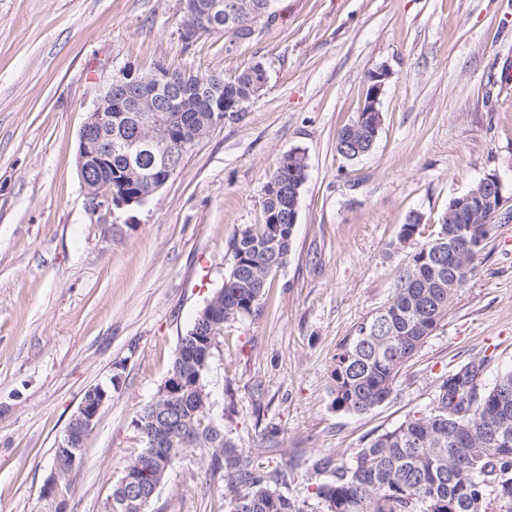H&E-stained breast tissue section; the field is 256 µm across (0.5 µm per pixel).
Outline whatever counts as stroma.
<instances>
[{
    "instance_id": "35a3bbf8",
    "label": "stroma",
    "mask_w": 512,
    "mask_h": 512,
    "mask_svg": "<svg viewBox=\"0 0 512 512\" xmlns=\"http://www.w3.org/2000/svg\"><path fill=\"white\" fill-rule=\"evenodd\" d=\"M250 41L187 39L181 0H0V512H109L135 421L178 339L222 286L235 232L263 221L279 159L304 151L293 248L252 314L225 323L206 383L239 450L288 472L308 498L317 459L426 411L442 376L475 355L492 386L512 369V221L496 225L436 331L363 414L335 411L333 358L391 298L409 215L430 234L486 174L512 207V0H277ZM266 83L240 120L212 130L139 206L87 204L80 128L120 70L156 67ZM386 67L382 125L348 160L336 137ZM110 390L79 467L47 494L52 456L84 393ZM148 512H224V481L193 448L170 464Z\"/></svg>"
}]
</instances>
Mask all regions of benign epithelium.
Wrapping results in <instances>:
<instances>
[{"label": "benign epithelium", "instance_id": "7a95c632", "mask_svg": "<svg viewBox=\"0 0 512 512\" xmlns=\"http://www.w3.org/2000/svg\"><path fill=\"white\" fill-rule=\"evenodd\" d=\"M189 23L184 34L191 35L206 27L212 29L220 23L239 27L237 5L226 4L223 0H195L185 11ZM132 73L120 72L113 76L106 88L97 96L92 109L83 123L77 145L80 178L86 192L89 206L98 212L113 213L144 200L163 187L178 169L171 159L169 131L180 126L177 105L173 97L162 98L151 91L152 85H161L162 68H157L150 77L142 80L146 86L143 93L130 97L127 94L128 80ZM390 73L381 67L368 74V89L361 111L365 125L362 134L369 144H374L382 124L379 109L380 97L384 93ZM125 102L123 112L112 111V100ZM135 113L136 129L132 147L150 156L151 173L145 178L147 191L136 195H117L112 192V180L106 173L112 168V128L121 127L129 113ZM503 183L495 174L483 177L476 188L469 190L453 201L452 211L466 224L480 219L482 224H498L512 220V211L503 210ZM110 398L102 387L91 389V396L78 407L73 419L79 430L67 427L65 437L58 442L60 451L72 458L81 454L85 440L96 421L100 410Z\"/></svg>", "mask_w": 512, "mask_h": 512}]
</instances>
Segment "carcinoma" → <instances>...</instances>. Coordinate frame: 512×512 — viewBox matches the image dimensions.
<instances>
[{
	"mask_svg": "<svg viewBox=\"0 0 512 512\" xmlns=\"http://www.w3.org/2000/svg\"><path fill=\"white\" fill-rule=\"evenodd\" d=\"M255 8L245 13L233 36L246 41L262 29L257 21H274V0H239ZM265 74L255 64L234 79L204 77L181 89L180 140L184 152L193 147L196 133L206 125L210 109L224 107L237 120L260 91ZM130 125L112 135V192L121 195L145 190L144 181L131 176L122 150L123 137L134 134ZM367 146L342 128V145ZM305 153L296 149L281 157L264 186L261 224L247 225L229 243L231 266L218 296L223 321L250 314L265 293L271 274L283 266L292 250L295 225L291 216L307 181ZM422 217L404 224L398 245L421 235ZM491 224H455L445 216L430 238L413 247L398 271L390 300L360 323L334 357L329 378L332 407L363 414L388 400L402 366L438 328L448 306L475 269ZM219 333L196 316L180 337L169 376L183 382L171 399L161 396L147 405L136 420L144 443L152 433L175 435V452L207 448L212 468L224 471L226 512H512V369L493 386L481 384L487 356L475 355L448 373L436 387L431 407L396 428L371 438L336 465L333 479L316 484L313 501H298L279 490L286 471L258 463L255 454L243 455L211 419L209 391L196 386L205 376L200 369L205 336L197 328ZM169 458L145 447L124 467L112 493V512H137L122 506L129 484L146 471L154 484H165Z\"/></svg>",
	"mask_w": 512,
	"mask_h": 512,
	"instance_id": "1",
	"label": "carcinoma"
}]
</instances>
